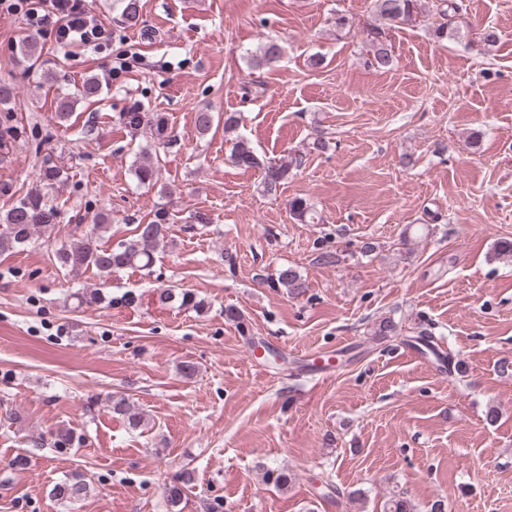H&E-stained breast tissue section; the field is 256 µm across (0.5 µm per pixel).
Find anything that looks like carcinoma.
<instances>
[{
  "mask_svg": "<svg viewBox=\"0 0 512 512\" xmlns=\"http://www.w3.org/2000/svg\"><path fill=\"white\" fill-rule=\"evenodd\" d=\"M424 4L425 0H373L372 20L366 26V65L369 68L386 71L393 67L394 57L389 49L388 31L401 24L417 22L424 14ZM437 9L443 22L434 29V37L443 40L454 36L456 28L453 27V19L462 9V4L458 0H441ZM281 55V45L270 39L248 54V65L255 70L271 67L280 61ZM99 94V83L93 77L85 79L80 86L72 90L62 92L58 102L59 120H68L77 101L92 100ZM121 121L127 129L134 132L148 128L154 142L160 145L168 138V120L161 112H124ZM239 125L240 117L236 114H224V135L230 137L231 141L230 162L245 170H260L261 191L265 194L278 192L280 186L288 180L295 161L282 160L272 163L261 160L250 142L237 134ZM134 173L140 184L156 185L161 175L158 154L151 152L147 147L140 148ZM38 179L39 185L34 190L17 200L0 216V253L13 252L60 223V210L47 199V195L48 190L66 181L67 174L57 165L46 161L40 169ZM288 211L290 218L300 224L314 223L312 209L301 197H295L288 202ZM168 218V210L160 206L154 211L151 220L136 226L131 237L119 241L114 246H104L100 244V239L109 231L110 225L106 224L105 215L97 214L93 217V224L80 238L61 246L56 251L55 260L67 273H78L94 268L101 277H108L124 269L148 270L155 262L157 247L166 237ZM274 286L284 288L290 294H298L305 287V282L295 269L284 267L278 272ZM158 297L162 302L177 299L180 306L187 308L200 309L204 306V303L189 291L177 294L174 290L166 288L158 291ZM108 407L113 414L124 417L130 428L137 429L141 426L143 416L130 406L124 396H109ZM190 484L191 478L181 476L166 488L167 501L174 507L179 505L188 493ZM87 489L86 482L76 476L55 484L49 495L57 501L73 503L86 496Z\"/></svg>",
  "mask_w": 512,
  "mask_h": 512,
  "instance_id": "1",
  "label": "carcinoma"
}]
</instances>
